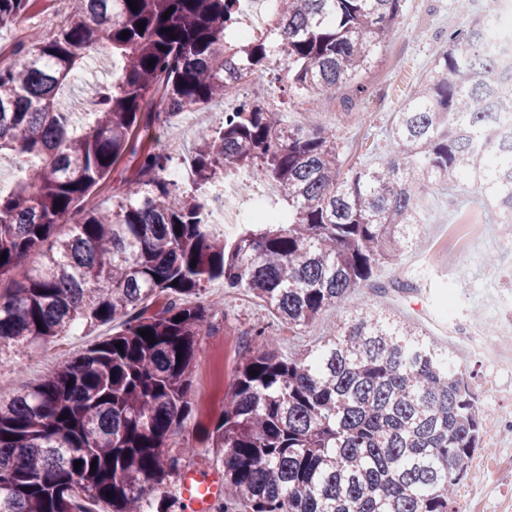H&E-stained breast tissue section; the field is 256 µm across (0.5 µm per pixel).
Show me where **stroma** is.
Masks as SVG:
<instances>
[{
    "mask_svg": "<svg viewBox=\"0 0 512 512\" xmlns=\"http://www.w3.org/2000/svg\"><path fill=\"white\" fill-rule=\"evenodd\" d=\"M455 0H405L404 6L377 48L371 66L357 78L360 93L348 88L328 91L323 98L321 122L335 132L343 145L346 167H367L387 148L388 132L398 108L430 70L436 55L454 26L465 25L474 10L458 11ZM64 0H31L20 25L0 29V52H7L28 33L43 30L64 15ZM118 61L105 54L89 60L73 92L63 94V107L74 101L90 102L99 84L106 82ZM231 101L216 100L207 108L189 110L168 119L152 121L156 138L178 142L174 166L186 164L192 136L201 128L217 129ZM425 227L416 248L400 253L377 270L376 281L389 284L411 281V290L379 296V306L401 319L415 322L441 345L450 347L460 362L474 371L482 416V442L475 452L465 480L455 488V503L468 512H512V227L496 223L475 198L446 188L431 189L425 208ZM493 281L500 296L497 309L477 302L475 293L485 281ZM466 283L468 295L454 303L446 315L442 301L458 283ZM369 291L357 289L340 311L325 312L304 335H293L246 292L225 293L223 282L211 283L202 297L211 309L210 325L198 339L192 378V410L171 437L174 448L187 449L189 468H214L218 461L207 448L203 426L217 418L221 404L204 406L213 388L228 392L234 381L243 331L263 323L277 340L283 355H291L307 343L331 334L337 315L362 309ZM493 314L496 333L490 344L498 353L491 359L471 349L468 340L482 326L485 314ZM118 323L78 328L49 348L0 360V395L21 389L43 377L48 369L71 361L118 331Z\"/></svg>",
    "mask_w": 512,
    "mask_h": 512,
    "instance_id": "1",
    "label": "stroma"
}]
</instances>
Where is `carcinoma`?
<instances>
[{
	"label": "carcinoma",
	"instance_id": "cac0c4a2",
	"mask_svg": "<svg viewBox=\"0 0 512 512\" xmlns=\"http://www.w3.org/2000/svg\"><path fill=\"white\" fill-rule=\"evenodd\" d=\"M72 2L51 36L19 41L0 63V153L24 172L0 189V275L14 273L0 287V354L46 346L80 323L119 319L121 331L0 396V512H92L98 500L146 512L187 454L169 439L191 410L207 285L248 292L300 335L356 289H383L372 275L417 245L432 186L472 194L512 224V146L474 144L495 139L494 113H512V77L482 48L492 12L448 28L395 112L387 153L344 173L335 134L293 125L241 88L264 71L318 107L371 65L403 0H270L265 31L232 42L241 0H136L135 11L127 0ZM28 3L0 0V27ZM100 52L122 67L77 126L57 94ZM228 98L239 102L222 128L196 133L194 178L178 186L146 138L148 112L174 117ZM123 161L124 193L84 208ZM231 178L275 194L271 219L227 240L200 196L221 201ZM245 335L229 396L205 428L224 465L216 512H455L481 409L474 373L452 352L370 302L288 357L265 327ZM182 509L169 494L155 505Z\"/></svg>",
	"mask_w": 512,
	"mask_h": 512
}]
</instances>
